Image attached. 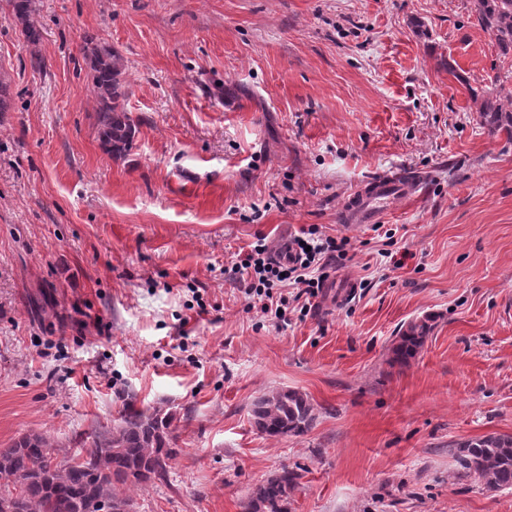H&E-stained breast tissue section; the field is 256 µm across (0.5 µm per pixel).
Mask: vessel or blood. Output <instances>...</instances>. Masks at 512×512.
<instances>
[{
    "instance_id": "vessel-or-blood-1",
    "label": "vessel or blood",
    "mask_w": 512,
    "mask_h": 512,
    "mask_svg": "<svg viewBox=\"0 0 512 512\" xmlns=\"http://www.w3.org/2000/svg\"><path fill=\"white\" fill-rule=\"evenodd\" d=\"M427 180V174L408 171L366 181L352 193L342 219L349 227L357 229L376 223L391 201L422 191Z\"/></svg>"
}]
</instances>
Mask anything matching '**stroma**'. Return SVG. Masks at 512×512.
<instances>
[{
    "instance_id": "1",
    "label": "stroma",
    "mask_w": 512,
    "mask_h": 512,
    "mask_svg": "<svg viewBox=\"0 0 512 512\" xmlns=\"http://www.w3.org/2000/svg\"><path fill=\"white\" fill-rule=\"evenodd\" d=\"M46 67L0 9V448L66 461L127 406L171 411L177 454L123 488L136 512H241L282 467L287 512H512L450 447L512 435V136L475 99L512 54L472 0H34ZM130 82L133 146L100 145L85 34ZM465 82H458L456 73ZM422 171L378 227L342 208ZM348 237L352 278L286 325L233 270L257 236ZM401 259L382 262L381 251ZM432 329L406 366L407 326ZM295 390L318 417L261 434L253 403Z\"/></svg>"
}]
</instances>
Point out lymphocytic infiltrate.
Segmentation results:
<instances>
[{
	"label": "lymphocytic infiltrate",
	"instance_id": "obj_1",
	"mask_svg": "<svg viewBox=\"0 0 512 512\" xmlns=\"http://www.w3.org/2000/svg\"><path fill=\"white\" fill-rule=\"evenodd\" d=\"M348 244V238L325 235L312 225L277 251L257 238L234 269L241 275L243 293L260 301L263 314L283 322L288 306L303 317L310 313L329 269L346 260Z\"/></svg>",
	"mask_w": 512,
	"mask_h": 512
}]
</instances>
